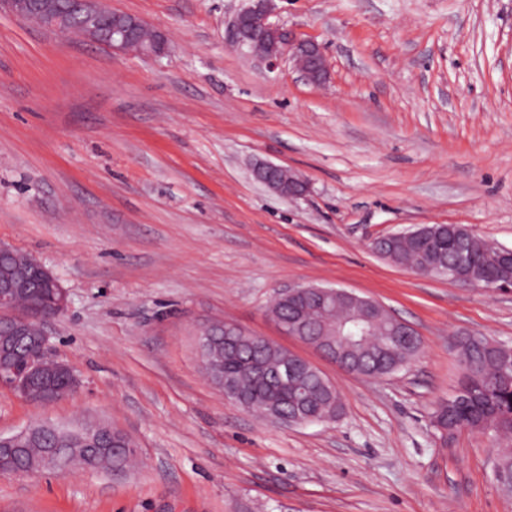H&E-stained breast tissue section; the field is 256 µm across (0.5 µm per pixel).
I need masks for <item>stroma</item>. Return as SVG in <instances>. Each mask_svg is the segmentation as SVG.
I'll return each mask as SVG.
<instances>
[{
  "mask_svg": "<svg viewBox=\"0 0 512 512\" xmlns=\"http://www.w3.org/2000/svg\"><path fill=\"white\" fill-rule=\"evenodd\" d=\"M244 0H111L169 38L112 52L0 14V245L68 291L52 352L82 379L36 406L0 388V434L105 422L140 467L0 474V512H512L493 477L512 436L441 446L435 404L457 386V335L512 343V292L405 270L373 239L462 224L512 248V0H280L321 44L329 78L232 48ZM265 160L306 197L256 182ZM345 288L422 341L402 371L344 373L268 315L278 289ZM223 319L333 382V422L273 424L226 401L195 338ZM284 169L280 165L258 160L252 165L251 173L257 182L281 197L290 200L304 196L309 188L307 180L301 174L291 171L292 175L286 183L281 176Z\"/></svg>",
  "mask_w": 512,
  "mask_h": 512,
  "instance_id": "stroma-1",
  "label": "stroma"
}]
</instances>
